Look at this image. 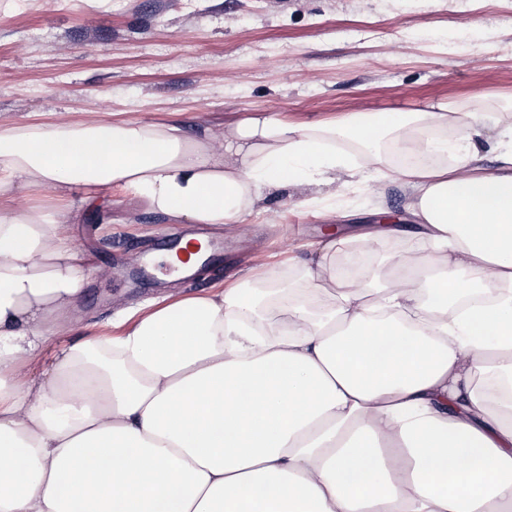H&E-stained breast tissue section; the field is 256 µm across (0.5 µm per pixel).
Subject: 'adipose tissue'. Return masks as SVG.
<instances>
[{"label":"adipose tissue","mask_w":512,"mask_h":512,"mask_svg":"<svg viewBox=\"0 0 512 512\" xmlns=\"http://www.w3.org/2000/svg\"><path fill=\"white\" fill-rule=\"evenodd\" d=\"M489 141L446 103L316 124L263 112L219 138L1 127L0 193L65 205L0 214V512H512V149L483 169ZM340 172L409 186L413 224L329 239L294 283L270 271L151 305L19 371L95 273L65 227L101 190L222 225ZM419 235L427 255L387 256L393 286L351 272L380 238ZM13 206L16 209L26 208L28 206H36L43 209L47 213H53L60 208L61 204L49 194L21 193L17 195Z\"/></svg>","instance_id":"ef3b65f1"}]
</instances>
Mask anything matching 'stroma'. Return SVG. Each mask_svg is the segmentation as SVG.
<instances>
[{
	"label": "stroma",
	"instance_id": "35a3bbf8",
	"mask_svg": "<svg viewBox=\"0 0 512 512\" xmlns=\"http://www.w3.org/2000/svg\"><path fill=\"white\" fill-rule=\"evenodd\" d=\"M461 105L490 136L512 126V0H0V124L172 120L223 134L259 112L294 123L349 112ZM344 193L340 215L326 196ZM413 191L337 174L331 185H289L258 212L223 226L173 224L143 203L100 197L70 225L97 266L80 319L49 346L109 333L123 310L167 294L198 295L258 272L290 278L316 261L327 236L348 238L407 219ZM219 236L193 279L167 264L137 277L170 235Z\"/></svg>",
	"mask_w": 512,
	"mask_h": 512
}]
</instances>
